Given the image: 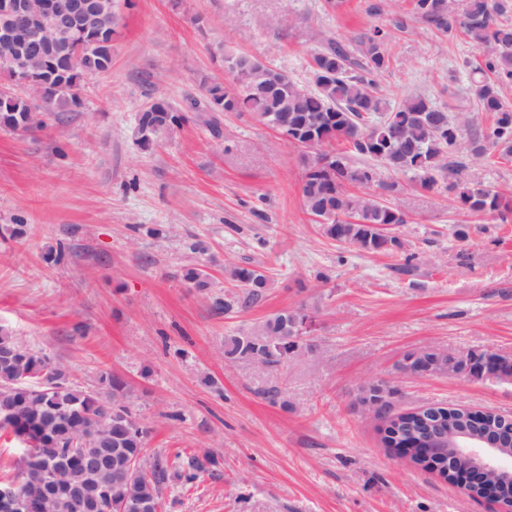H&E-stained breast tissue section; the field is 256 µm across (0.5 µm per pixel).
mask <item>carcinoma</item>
Listing matches in <instances>:
<instances>
[{
	"label": "carcinoma",
	"mask_w": 512,
	"mask_h": 512,
	"mask_svg": "<svg viewBox=\"0 0 512 512\" xmlns=\"http://www.w3.org/2000/svg\"><path fill=\"white\" fill-rule=\"evenodd\" d=\"M119 0H104L112 10L92 14V26L99 31L97 43L79 57L78 67L71 68L67 56L56 50L54 66H41L45 83L42 104L32 107L22 96L0 102V128L22 136L41 128L39 115L48 112L64 123L68 113L80 105L78 75L87 78L112 68V37L120 24ZM417 17L442 33L463 30L483 53L475 68L477 111L490 116V123L479 126L468 118H453L447 111L427 99L411 97L390 107L377 91L375 77L389 67L387 35L375 28L361 42V59L352 62L350 49L331 42L315 52L311 72L321 77L301 85L281 69L263 60L243 55L224 57L232 87L203 80L201 97L188 98L193 112H252L269 127L278 120L288 125L293 144L318 149L303 157L305 173L302 195L309 214L318 218L323 233L330 239L365 251L403 252L396 236L385 237L380 224H402L403 216L381 202L383 195H356L351 186L368 188L377 184L389 192L395 184L378 179V166L392 171L412 172L421 186L432 189L443 183L453 192L458 208L471 213H496L500 219L512 212V206L491 186L461 178L466 168L463 158L481 161L493 156L512 160V105L505 102L501 87L512 84V0H414ZM183 121L168 102L156 99L140 112L135 129L137 144L151 148L159 135ZM342 140L347 151L371 160L353 165L336 149L333 142ZM336 155V168L322 166L329 154ZM228 279L241 289L230 303H216V308L247 310L263 297L267 277L257 268L234 267ZM181 280L200 290L211 287L206 271L189 267ZM313 321L302 308L284 309L251 332H241L224 340V357L231 361L250 362L275 368L293 355L312 349L298 326ZM128 383L116 374L102 370L93 389L71 380L61 362L47 363L40 351L19 343L12 333L0 328V409L15 411L10 426L0 425L16 439L27 435L35 442L33 453L23 458L19 473L4 483L24 484L28 495H42L41 472L53 467L66 450L75 466L81 453L72 448L77 442L93 443L101 437L112 444V454L98 479L100 496L96 512H138L135 504L151 503L160 512L163 488L171 478L187 484L206 472L213 461L192 456L179 465L157 456L150 466L143 465L147 427L139 420L128 402ZM425 418L442 419L440 428L462 426L465 413L443 407L423 411ZM412 411L389 419L384 429V444L394 447L396 438H410L418 447L426 445L428 427L418 424ZM411 460L437 471L446 480L468 469L466 461L448 451L430 463L418 456ZM42 512H75L61 496L44 500Z\"/></svg>",
	"instance_id": "cac0c4a2"
}]
</instances>
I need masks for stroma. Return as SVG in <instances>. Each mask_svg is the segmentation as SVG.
<instances>
[{
    "mask_svg": "<svg viewBox=\"0 0 512 512\" xmlns=\"http://www.w3.org/2000/svg\"><path fill=\"white\" fill-rule=\"evenodd\" d=\"M414 0H122L112 68L84 79L66 123L32 136L0 129V325L90 387L124 378L148 427L146 460L214 456L190 485L170 480L164 512H493L382 442L384 417L355 406L360 385L396 389L389 414L466 405L512 416V383L402 374L412 349L491 348L512 357V222L463 215L444 186L381 169L415 254L364 252L327 238L304 206L300 148L250 112L219 113L213 135L186 99L229 83L224 54L256 56L309 84L311 55L388 32L390 104L423 96L477 113L463 33L421 22ZM155 98L185 112L152 150L135 142ZM23 223V238L9 225ZM228 264L264 270L246 310ZM207 271L201 293L178 277ZM314 315L309 341L278 369L224 358V339L282 309Z\"/></svg>",
    "mask_w": 512,
    "mask_h": 512,
    "instance_id": "35a3bbf8",
    "label": "stroma"
}]
</instances>
